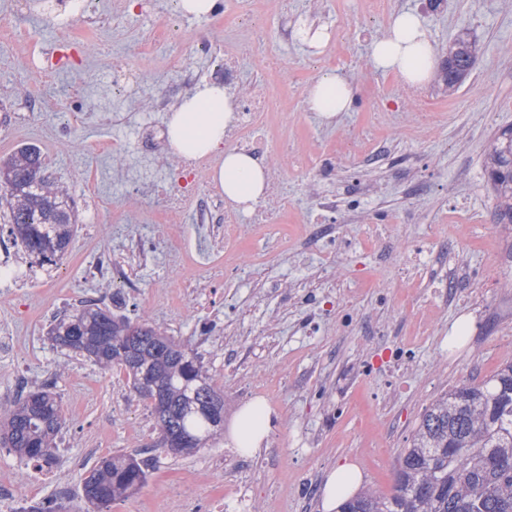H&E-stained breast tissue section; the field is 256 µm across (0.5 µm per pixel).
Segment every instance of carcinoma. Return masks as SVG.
I'll return each mask as SVG.
<instances>
[{
	"mask_svg": "<svg viewBox=\"0 0 512 512\" xmlns=\"http://www.w3.org/2000/svg\"><path fill=\"white\" fill-rule=\"evenodd\" d=\"M47 164L36 145L17 148L0 160V215L16 245L39 264L56 266L66 257L78 230L77 208L69 193L46 176ZM496 195L499 223L512 224V126L502 128L486 163ZM131 321L110 308L88 302L54 320L53 343L79 353L102 369L124 370L132 389L154 403L143 380L158 383L168 399L167 416L156 420L193 448H201L224 429L198 411L189 398L198 388L221 397L201 356L169 338L145 341L143 363L129 361L118 327ZM60 403L52 386L19 395L0 408V446L46 464L53 460L62 428ZM149 463L135 455H114L89 471L82 498L107 512L132 484H146ZM341 512H512V361L491 376L454 386L427 406L397 459L394 492L386 497L359 494Z\"/></svg>",
	"mask_w": 512,
	"mask_h": 512,
	"instance_id": "1",
	"label": "carcinoma"
}]
</instances>
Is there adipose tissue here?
Wrapping results in <instances>:
<instances>
[{
    "instance_id": "1",
    "label": "adipose tissue",
    "mask_w": 512,
    "mask_h": 512,
    "mask_svg": "<svg viewBox=\"0 0 512 512\" xmlns=\"http://www.w3.org/2000/svg\"><path fill=\"white\" fill-rule=\"evenodd\" d=\"M373 66L410 85L428 83L434 74L435 49L419 14L403 10L392 16L386 33L371 44ZM353 91L338 74H327L308 90L305 105L325 121L349 111ZM235 106L223 86L204 83L183 98L169 113V148L179 156L199 157L218 154L219 166L211 178L225 195L243 210H250L263 197L267 173L251 155L224 147V130L233 119ZM269 414L264 406L250 404L239 412L231 438L247 456L258 452L269 431ZM363 484L359 469L346 462L326 476L320 507L322 512H339L342 503L356 495Z\"/></svg>"
}]
</instances>
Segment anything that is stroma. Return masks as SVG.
<instances>
[{
    "label": "stroma",
    "mask_w": 512,
    "mask_h": 512,
    "mask_svg": "<svg viewBox=\"0 0 512 512\" xmlns=\"http://www.w3.org/2000/svg\"><path fill=\"white\" fill-rule=\"evenodd\" d=\"M154 3L93 0L99 27L89 52L80 43L59 44L51 15L20 14L16 0H0V14L12 15L17 31L14 41H0V159L19 146H39L51 179L76 201L95 185L100 213L94 231L78 229L51 275L25 288L0 283V328L16 334L11 349H0V403L48 382L65 418L54 461L42 473L0 447V486L55 500L59 512H87L83 478L103 458L124 453L153 458L154 468L110 512H210L235 474L244 499L226 496L224 512H319L326 474L341 461L361 470L364 487L392 494L397 458L425 407L512 360V224L493 223L496 200L485 174L495 132L512 125V0H445L437 7L432 0H392L393 11L422 16L437 59L461 35L481 47L458 88L444 90L437 76L424 85L446 116L436 127L417 125L414 104L399 95L403 82L370 61L371 41L386 32L389 15L363 17L359 0H288L294 20L334 32L331 56L296 43L285 50L283 78L298 94L284 120L298 141L326 148L368 123L373 105L365 99L330 122L306 110L308 88L336 72L354 89L382 94L383 107L403 113L405 126L374 128L362 155L337 163L335 179L318 189L310 176L277 162L290 199L301 204L297 219L315 210L317 194L335 198L336 221L326 232L335 260L295 262L310 246L294 236L286 252L268 260L262 282L226 280L215 294L194 285L200 264L211 259L202 244L195 264L155 258L127 289L86 279L81 262L83 252L115 247L113 225L134 223L143 206L137 186L182 163L167 149L144 156L110 148L128 134L114 124L117 109L181 77L182 69H165L142 49ZM58 57L70 72L45 82L38 62ZM117 57L122 67L114 66ZM40 84L56 110L9 131L29 106L28 91ZM409 208L418 223L396 231L420 245V257L363 246L360 216ZM117 294L132 323L149 324L202 356L224 394L225 423L249 404L246 388L265 390L270 430L261 452H231L224 435L188 453L158 448L156 421L123 370L101 369L53 345L47 330L55 315L86 300L111 305ZM463 315L472 330L451 341Z\"/></svg>",
    "instance_id": "stroma-1"
}]
</instances>
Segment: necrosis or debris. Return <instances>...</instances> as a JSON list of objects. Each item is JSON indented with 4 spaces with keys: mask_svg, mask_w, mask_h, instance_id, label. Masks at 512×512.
Instances as JSON below:
<instances>
[{
    "mask_svg": "<svg viewBox=\"0 0 512 512\" xmlns=\"http://www.w3.org/2000/svg\"><path fill=\"white\" fill-rule=\"evenodd\" d=\"M270 0H216L214 15L224 16L223 41L210 35H199L196 52L210 59L209 67L189 73L186 80L152 97L150 112L141 113L135 131L137 146L150 151L165 145V138L145 136L151 112H163L192 92L200 80L223 85L237 93L235 119L224 133V143L238 151L251 154L264 164L285 158L301 169L315 173L316 181L331 180L336 173V163L355 157L365 143L363 131L357 130L340 141L337 148L311 153L296 149L282 131V115L288 104V85L281 78L284 58L278 53L255 57L254 48L260 34L252 21L258 10ZM260 70L262 85L251 80L253 70ZM146 202L141 214L143 224H162L166 236L161 248L169 263L177 264L187 259L185 231L179 220L183 213H190L194 224L206 228L219 241L213 254L212 269L223 270L225 278L244 276L261 277L265 267L262 256L285 251L289 235L307 239L313 248L323 243L322 225L335 221L336 204L323 198L318 202L316 216L301 224L291 221L293 205L288 192L280 181H272L269 198L256 206L252 215H244L223 196L217 183L204 175L202 161L185 160L160 191H146ZM259 241L260 253L252 258L242 255V246L248 241Z\"/></svg>",
    "mask_w": 512,
    "mask_h": 512,
    "instance_id": "4bbe7bcc",
    "label": "necrosis or debris"
}]
</instances>
